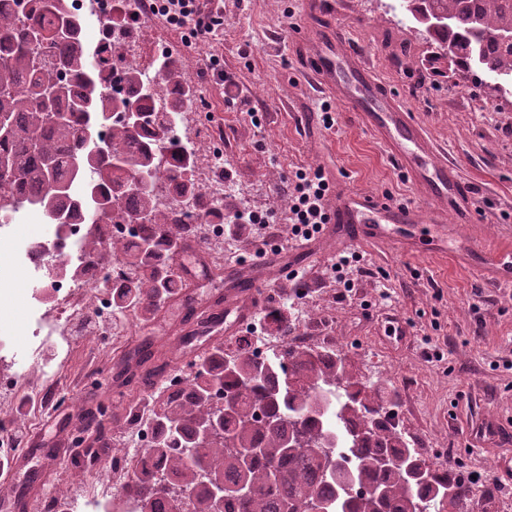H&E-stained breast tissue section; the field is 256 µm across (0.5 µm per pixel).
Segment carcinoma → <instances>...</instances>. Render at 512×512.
<instances>
[{
  "instance_id": "obj_1",
  "label": "carcinoma",
  "mask_w": 512,
  "mask_h": 512,
  "mask_svg": "<svg viewBox=\"0 0 512 512\" xmlns=\"http://www.w3.org/2000/svg\"><path fill=\"white\" fill-rule=\"evenodd\" d=\"M26 22L12 9H0V224L31 205L51 224L85 225L80 247L93 262L118 256L129 275L105 279L93 292L112 290V311L151 317L178 293L169 264L194 225L157 202V180L173 184L181 196L201 197L188 172L194 158L176 139L171 124L191 96L178 67L162 64L160 87L178 97L154 108L138 65L112 48L105 60L88 51L70 0H27ZM418 25L440 18L426 33L447 50L458 70L477 68L494 78L512 79V0H401ZM122 64L123 79L134 95L118 100L101 74ZM134 108L145 121L130 127L115 119ZM163 145L168 167H156L154 149ZM146 179L149 190H132ZM135 224L138 240L106 241L99 225ZM285 344L274 358L224 344L191 361L194 375L176 393L161 389L151 398L157 432L135 454L134 477L120 491L136 502L134 512H218L207 475L224 481V505L235 512H462L473 494L470 481L452 471L440 475L408 445L389 421L394 406L385 388L355 377L341 355L329 348L297 345L288 316L273 319ZM328 395L319 415L310 414L317 394ZM218 420L219 430L200 438L203 421ZM258 452L246 458L243 450ZM399 460L423 468L426 481L410 479ZM352 471L356 493L343 488L340 462ZM457 491L448 505L443 493Z\"/></svg>"
}]
</instances>
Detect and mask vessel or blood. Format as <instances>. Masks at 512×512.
<instances>
[{
    "label": "vessel or blood",
    "mask_w": 512,
    "mask_h": 512,
    "mask_svg": "<svg viewBox=\"0 0 512 512\" xmlns=\"http://www.w3.org/2000/svg\"><path fill=\"white\" fill-rule=\"evenodd\" d=\"M303 54L320 86L381 139L421 200L417 206L394 205L364 192L337 188L325 206L329 223L338 227L337 240L353 245L393 237L408 250L414 246L412 237L393 236L395 227L427 228L444 238L448 235L446 217H453L458 224L468 223L472 206L468 184L447 158L438 155L426 130L385 94L375 72L345 36L328 29L310 40ZM262 282L257 274H235L231 290L205 306L196 303L191 289H184L183 332H207L215 342L223 335L218 333V325H225V333L236 332L260 306Z\"/></svg>",
    "instance_id": "1"
}]
</instances>
